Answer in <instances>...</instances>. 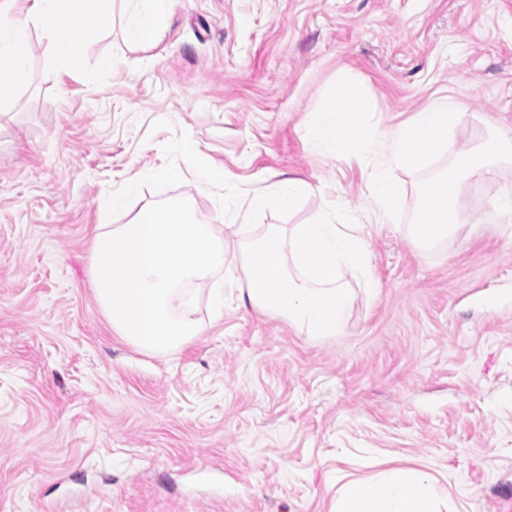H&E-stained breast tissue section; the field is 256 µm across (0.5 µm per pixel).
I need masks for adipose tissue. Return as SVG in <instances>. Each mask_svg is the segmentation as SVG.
<instances>
[{"instance_id":"obj_1","label":"adipose tissue","mask_w":512,"mask_h":512,"mask_svg":"<svg viewBox=\"0 0 512 512\" xmlns=\"http://www.w3.org/2000/svg\"><path fill=\"white\" fill-rule=\"evenodd\" d=\"M122 37L142 46L155 41L167 27L172 0H122ZM112 24V0H25L14 14L0 11V107L14 102L28 69V26L40 27L50 39L54 72L68 70L79 54L73 35L82 32L87 43L99 39ZM512 159V141L497 136L454 154L450 164L430 181L419 199L413 222L406 228L412 247L426 250L447 241L466 222L460 206L462 184L498 181L500 165ZM312 192L309 183L288 177L271 190L247 197V212L265 214L269 208L290 212ZM335 512H439L436 478L426 469L397 466L380 482L351 480L336 497Z\"/></svg>"}]
</instances>
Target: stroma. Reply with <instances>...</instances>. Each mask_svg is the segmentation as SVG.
<instances>
[{"label": "stroma", "instance_id": "1", "mask_svg": "<svg viewBox=\"0 0 512 512\" xmlns=\"http://www.w3.org/2000/svg\"><path fill=\"white\" fill-rule=\"evenodd\" d=\"M27 37L26 79L0 109V512H331L345 478L390 464L435 475L441 512H498L512 496V219L493 199L512 169L466 184L467 223L419 252L405 227L447 156L397 170L392 227L368 211L359 160L313 153L307 130L348 77L382 124L449 95L454 150L512 137V0H173L151 45L112 25L61 76L41 29ZM103 53L120 61L107 78ZM180 131L244 194L288 176L313 186L260 223L332 205L354 217L377 289L354 285L338 335L244 305L230 264L202 285L204 332L179 351L154 357L113 332L90 276L94 228ZM181 172L114 223L177 198L223 223Z\"/></svg>", "mask_w": 512, "mask_h": 512}]
</instances>
